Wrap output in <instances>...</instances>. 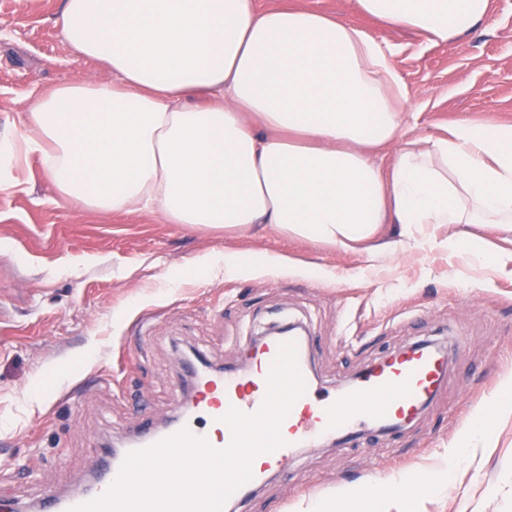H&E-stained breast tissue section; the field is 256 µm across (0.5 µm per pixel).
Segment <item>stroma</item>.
I'll return each mask as SVG.
<instances>
[{
  "mask_svg": "<svg viewBox=\"0 0 512 512\" xmlns=\"http://www.w3.org/2000/svg\"><path fill=\"white\" fill-rule=\"evenodd\" d=\"M340 17L388 43L409 92L403 138L443 136L455 121L512 123V0L443 44L380 28L356 0H260ZM61 0H0V130L18 124L37 88L101 76L79 60L59 23ZM29 189L0 195V502H35L44 488L75 490L108 435L160 424L191 395L177 347L242 368L257 334L282 318L310 330L314 382L335 392L383 356L417 341L443 346L448 371L435 397L401 431L363 446L324 441L298 449L235 512H304L394 476L447 472L415 512H512V262H481L451 248L472 237L512 250L493 224H418L420 247L382 225L394 251L319 245L256 224L242 230L168 224L156 215L105 214L60 202L38 168ZM234 251L247 269L202 276L200 264ZM489 436H475V419ZM468 456L449 467L452 449Z\"/></svg>",
  "mask_w": 512,
  "mask_h": 512,
  "instance_id": "35a3bbf8",
  "label": "stroma"
}]
</instances>
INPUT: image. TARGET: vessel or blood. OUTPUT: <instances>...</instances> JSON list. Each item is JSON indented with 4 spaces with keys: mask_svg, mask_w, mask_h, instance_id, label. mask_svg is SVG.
<instances>
[{
    "mask_svg": "<svg viewBox=\"0 0 512 512\" xmlns=\"http://www.w3.org/2000/svg\"><path fill=\"white\" fill-rule=\"evenodd\" d=\"M288 341L285 335L274 337L253 352L249 366L243 370L203 380L204 390L221 391L222 400L198 399L191 411L169 428L143 429L139 449L183 431L205 439L213 449L228 448L233 430L225 422V415L232 409L246 415L260 410L268 390L270 366ZM447 366L446 356L418 344L371 364L343 391L329 393L307 383L281 423L283 445L253 458L252 483H259L269 472L286 470L296 449L306 444L331 436L354 441L367 428L411 420L436 393ZM101 455V463L90 479L91 491L66 497L56 490H45L36 505L37 512H76L104 496L116 482L121 465L113 461L111 450H102Z\"/></svg>",
    "mask_w": 512,
    "mask_h": 512,
    "instance_id": "b4317fda",
    "label": "vessel or blood"
}]
</instances>
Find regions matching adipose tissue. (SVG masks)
<instances>
[{
    "label": "adipose tissue",
    "mask_w": 512,
    "mask_h": 512,
    "mask_svg": "<svg viewBox=\"0 0 512 512\" xmlns=\"http://www.w3.org/2000/svg\"><path fill=\"white\" fill-rule=\"evenodd\" d=\"M356 2L434 44L490 12V0ZM60 22L75 56L107 73L27 97L0 134L1 194L35 161L80 209L270 224L343 248L384 224H512V124L464 118L447 136L403 139L409 95L393 51L351 22L257 0H64ZM413 484H368L311 512L410 503Z\"/></svg>",
    "instance_id": "adipose-tissue-1"
}]
</instances>
